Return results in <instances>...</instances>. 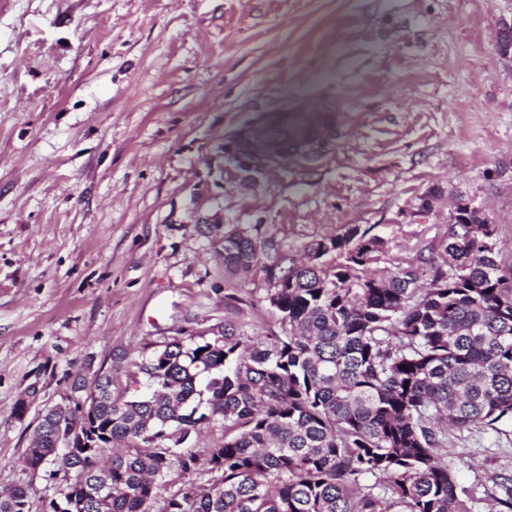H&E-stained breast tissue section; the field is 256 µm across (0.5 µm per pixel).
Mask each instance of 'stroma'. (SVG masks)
<instances>
[{
	"instance_id": "1",
	"label": "stroma",
	"mask_w": 512,
	"mask_h": 512,
	"mask_svg": "<svg viewBox=\"0 0 512 512\" xmlns=\"http://www.w3.org/2000/svg\"><path fill=\"white\" fill-rule=\"evenodd\" d=\"M510 36L512 0H0V491L66 492L21 457L75 377L131 398L174 338L277 329L278 257L356 226L385 243L369 273L442 266L464 203L512 264ZM304 103L335 110L306 152L233 160ZM217 224L280 251L229 277ZM442 459L489 512L512 423L449 430Z\"/></svg>"
}]
</instances>
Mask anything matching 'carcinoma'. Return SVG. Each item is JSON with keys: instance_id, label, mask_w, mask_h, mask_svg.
<instances>
[{"instance_id": "1", "label": "carcinoma", "mask_w": 512, "mask_h": 512, "mask_svg": "<svg viewBox=\"0 0 512 512\" xmlns=\"http://www.w3.org/2000/svg\"><path fill=\"white\" fill-rule=\"evenodd\" d=\"M493 235L456 207L448 269L421 290L414 267L356 276L384 244L353 226L314 243L311 261L270 268L280 331L254 342L228 316L209 341L175 339L138 365L139 398L114 394L110 371L75 380L21 458L36 470L64 456L76 474L46 512H153L166 478L196 468L182 445L218 420L224 443L207 459L218 479L183 482L162 512H472L438 450L450 425L512 421V267ZM272 252L271 238L224 229L230 276ZM333 252L344 263L327 267ZM69 436L84 447L66 449ZM0 512H31L27 490L1 492Z\"/></svg>"}]
</instances>
